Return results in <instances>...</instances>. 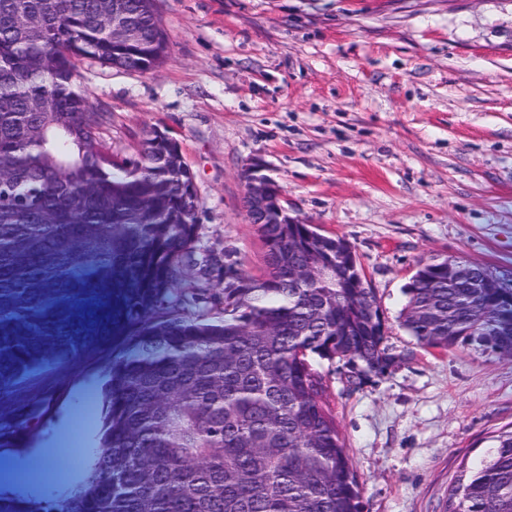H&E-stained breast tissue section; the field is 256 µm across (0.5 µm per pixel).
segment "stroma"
<instances>
[{
    "label": "stroma",
    "instance_id": "obj_1",
    "mask_svg": "<svg viewBox=\"0 0 512 512\" xmlns=\"http://www.w3.org/2000/svg\"><path fill=\"white\" fill-rule=\"evenodd\" d=\"M168 56L141 74L86 60L79 81L129 158L144 129L179 143L199 200L207 273L254 275L265 247L244 209L253 159L289 213L354 250L392 361L361 373L319 360L360 484L362 512H443L462 470L512 429V356L466 340L426 348L401 326L418 263L457 260L512 280V0H156ZM102 347L0 396L46 406L0 438L39 463L72 421L91 462Z\"/></svg>",
    "mask_w": 512,
    "mask_h": 512
}]
</instances>
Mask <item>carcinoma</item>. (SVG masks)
<instances>
[{"mask_svg": "<svg viewBox=\"0 0 512 512\" xmlns=\"http://www.w3.org/2000/svg\"><path fill=\"white\" fill-rule=\"evenodd\" d=\"M119 0L141 42L112 40L103 0H0V396L31 374L112 343L99 391L100 452L82 482L35 499L0 489V512H360V490L312 359L387 366L386 324L369 284L298 281L288 230L259 224L265 269L224 266V285L184 289L198 203L155 130L133 158L100 131L109 114L77 88V62L105 67L167 43L156 9ZM425 263L402 326L446 349L463 333L512 355L501 288L433 285ZM210 293L218 320L176 306ZM460 477L445 512H512V430Z\"/></svg>", "mask_w": 512, "mask_h": 512, "instance_id": "obj_1", "label": "carcinoma"}]
</instances>
